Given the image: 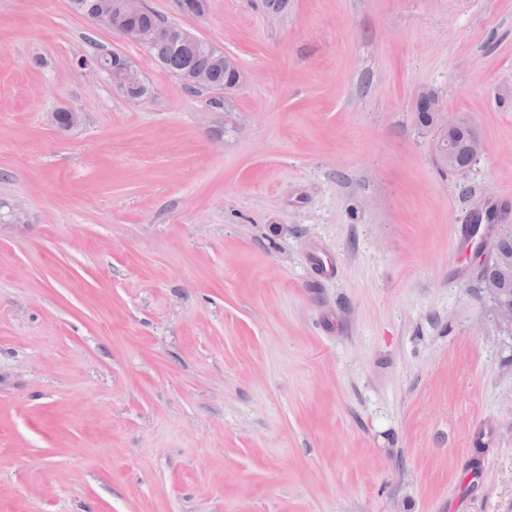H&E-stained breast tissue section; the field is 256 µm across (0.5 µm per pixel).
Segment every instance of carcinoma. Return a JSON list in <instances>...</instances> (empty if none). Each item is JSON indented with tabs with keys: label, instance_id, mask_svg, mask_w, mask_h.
Returning <instances> with one entry per match:
<instances>
[{
	"label": "carcinoma",
	"instance_id": "cac0c4a2",
	"mask_svg": "<svg viewBox=\"0 0 512 512\" xmlns=\"http://www.w3.org/2000/svg\"><path fill=\"white\" fill-rule=\"evenodd\" d=\"M101 0H71L72 8L92 19L100 9ZM117 26L128 27L138 33L137 43L146 47L155 60L167 72L177 77L185 87L190 88L189 76L203 73L209 79L207 88L220 90L225 81L231 78L229 58L207 41L193 37L190 41L181 40L173 35L160 37L157 30L166 24V19L148 7L141 13L122 16L116 20ZM448 138L452 141L457 167L465 169L471 166L467 150L469 129L463 126L448 130Z\"/></svg>",
	"mask_w": 512,
	"mask_h": 512
}]
</instances>
